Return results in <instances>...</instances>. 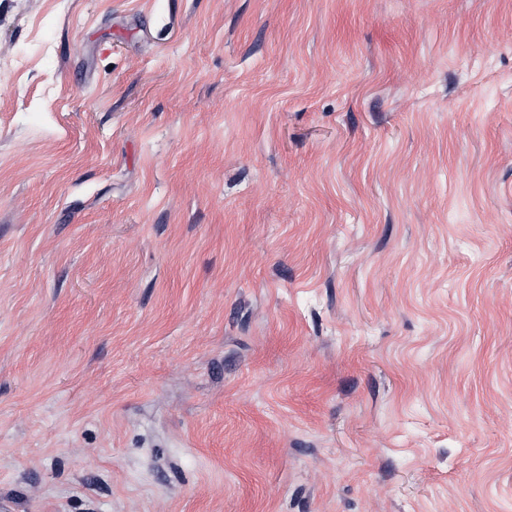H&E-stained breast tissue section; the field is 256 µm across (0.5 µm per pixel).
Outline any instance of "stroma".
I'll use <instances>...</instances> for the list:
<instances>
[{
	"mask_svg": "<svg viewBox=\"0 0 512 512\" xmlns=\"http://www.w3.org/2000/svg\"><path fill=\"white\" fill-rule=\"evenodd\" d=\"M0 512H512V0H0Z\"/></svg>",
	"mask_w": 512,
	"mask_h": 512,
	"instance_id": "35a3bbf8",
	"label": "stroma"
}]
</instances>
